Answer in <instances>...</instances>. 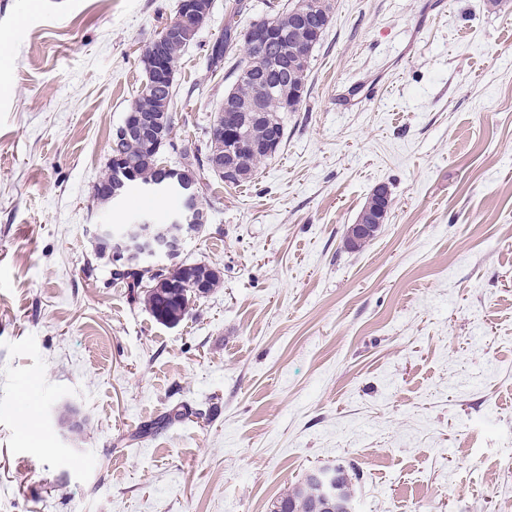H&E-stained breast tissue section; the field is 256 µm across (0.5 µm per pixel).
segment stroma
I'll list each match as a JSON object with an SVG mask.
<instances>
[{"label": "stroma", "instance_id": "1", "mask_svg": "<svg viewBox=\"0 0 512 512\" xmlns=\"http://www.w3.org/2000/svg\"><path fill=\"white\" fill-rule=\"evenodd\" d=\"M234 2L180 59L167 165L247 58L207 60ZM30 3L0 0V512H271L338 465L354 512H512V0H331L280 150L205 178L180 259L221 283L173 328L95 251L139 190L92 186L179 0ZM365 214L370 221H373L372 223L357 219L355 224H350L348 227L346 243L351 248H357L359 244L371 238L383 223L376 217L381 214L376 208L373 212L367 210Z\"/></svg>", "mask_w": 512, "mask_h": 512}]
</instances>
